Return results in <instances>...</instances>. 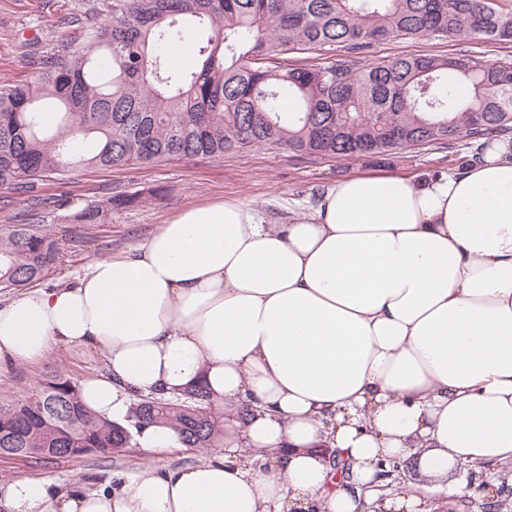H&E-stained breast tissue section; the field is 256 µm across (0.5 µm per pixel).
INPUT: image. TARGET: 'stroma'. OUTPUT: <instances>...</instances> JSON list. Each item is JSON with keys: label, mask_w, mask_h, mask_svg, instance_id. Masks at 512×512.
<instances>
[{"label": "stroma", "mask_w": 512, "mask_h": 512, "mask_svg": "<svg viewBox=\"0 0 512 512\" xmlns=\"http://www.w3.org/2000/svg\"><path fill=\"white\" fill-rule=\"evenodd\" d=\"M93 0H0V86L33 80L43 62L88 46L85 11ZM492 63L512 65V43L486 42L470 36L447 40L421 38L374 45L372 58L394 55L459 53ZM462 149L449 152L420 145L381 156L313 158L286 150L248 147L222 157L164 159L151 164L112 168H77L58 179L49 175L24 194L0 189V233L11 224H41L60 244L64 258L47 284L60 287L95 259L127 251L181 210L204 202L237 198L261 210L267 220L281 223L311 212L315 192L336 180L359 175L388 174L407 178L436 175L470 159ZM143 196L135 207L105 212L95 224H76L72 217L91 205L131 192ZM105 369L95 350L61 344L39 364H12L0 369V401L36 394L52 373L82 381ZM205 449L172 448L149 453L139 447L109 458L33 461L0 457V485L21 476H52L61 488L81 482L95 488L112 473L134 472L144 463L175 468L190 465Z\"/></svg>", "instance_id": "obj_1"}]
</instances>
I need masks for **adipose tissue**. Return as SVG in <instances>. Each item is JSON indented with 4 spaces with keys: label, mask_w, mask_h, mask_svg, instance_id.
I'll use <instances>...</instances> for the list:
<instances>
[{
    "label": "adipose tissue",
    "mask_w": 512,
    "mask_h": 512,
    "mask_svg": "<svg viewBox=\"0 0 512 512\" xmlns=\"http://www.w3.org/2000/svg\"><path fill=\"white\" fill-rule=\"evenodd\" d=\"M59 343L103 356L81 384L100 416L200 384L224 445L90 491L20 477L0 512H446L450 465L512 467V142L421 180H338L282 224L236 198L184 209L0 305V366ZM386 458L422 489L382 496Z\"/></svg>",
    "instance_id": "adipose-tissue-1"
}]
</instances>
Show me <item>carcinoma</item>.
<instances>
[{
    "mask_svg": "<svg viewBox=\"0 0 512 512\" xmlns=\"http://www.w3.org/2000/svg\"><path fill=\"white\" fill-rule=\"evenodd\" d=\"M91 46L47 63L32 81L0 87V188L26 192L48 174L111 168L246 147L312 157L388 155L417 145L476 144L512 127V65L461 55L371 60L375 44L476 36L512 41V10L499 0H103L90 7ZM190 41L194 71L175 70L164 48ZM340 51L331 64L285 55ZM465 84L471 94L462 97ZM113 196L110 209L139 202ZM103 207L74 215L95 224ZM60 248L37 224L0 240V290L25 288L57 269ZM165 423L183 448L224 447V411L195 386L140 401L131 422L85 408L79 385L57 374L31 396L0 403V445L27 458L97 455L137 445L136 430ZM403 462L385 459L386 487L404 492ZM485 501L460 493L466 512H503L512 490Z\"/></svg>",
    "mask_w": 512,
    "mask_h": 512,
    "instance_id": "1",
    "label": "carcinoma"
}]
</instances>
